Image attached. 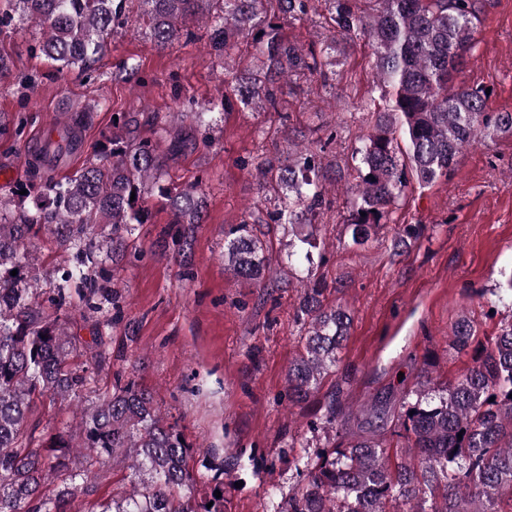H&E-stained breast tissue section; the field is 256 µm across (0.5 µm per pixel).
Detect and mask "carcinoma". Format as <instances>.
<instances>
[{
    "label": "carcinoma",
    "instance_id": "carcinoma-1",
    "mask_svg": "<svg viewBox=\"0 0 512 512\" xmlns=\"http://www.w3.org/2000/svg\"><path fill=\"white\" fill-rule=\"evenodd\" d=\"M309 0H281L293 19L308 14ZM338 41L368 39L383 107L358 148L356 199L349 215L352 241L389 220L392 206L414 179L422 186L454 170L464 148L488 129L485 93L464 85L449 89L475 41L472 0H374L373 12L359 15L349 0H329ZM127 0H8L0 25L20 18L43 31L40 53L57 69L88 71L107 52L114 29L124 23ZM148 6L151 40L165 48L192 34L189 19L210 23L211 49L218 57L254 30L266 55L265 70L251 77L247 99L276 108L275 90L292 72L318 73L310 53L285 43L276 23L261 16L262 0H142ZM87 113H74L54 147L26 158V182L14 198L0 200V512H71L78 493L91 495L107 459L130 461L132 489L93 502L86 512H227L214 486L196 499L189 468L192 448L183 433L164 422L151 392L117 376L112 390L82 409L78 430L46 428L40 439L29 426L37 399L77 397L93 390V373L70 363L68 338L71 283L92 313L117 305L115 288L100 284L91 224L112 225V260L124 257L131 225L145 224V200L153 193L173 224L202 222L204 200L193 188L175 194L165 175L162 143L167 130L154 122L156 138L131 129L133 118L118 116L112 136L73 175H53L58 160L79 149ZM406 151H400L398 138ZM318 155L308 148L288 151V165L257 167L259 182L274 177L286 190L276 218L310 224L324 203L317 179ZM25 189L27 194L19 191ZM43 228L54 242L76 250L51 295L42 297L31 272L27 240ZM265 243L250 224L224 232V268L235 277L260 282L270 271ZM17 274L10 275L11 271ZM327 288L304 289L297 310L301 349L287 371L289 399L307 400L332 373L352 325L350 310L331 305ZM475 322L463 316L451 327L450 345L467 349ZM415 400L400 398L398 416L404 455L394 462L387 444L374 434L352 433L347 443L327 444L307 459L304 482L273 512H503V488L512 490V315L486 338L466 372L439 388L427 374L413 385ZM342 388L332 386L323 404L325 423L344 415Z\"/></svg>",
    "mask_w": 512,
    "mask_h": 512
}]
</instances>
